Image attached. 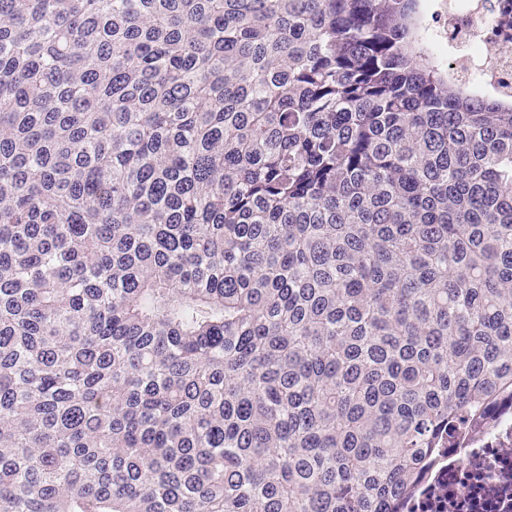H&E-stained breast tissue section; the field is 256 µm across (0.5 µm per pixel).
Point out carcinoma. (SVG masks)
Segmentation results:
<instances>
[{
  "label": "carcinoma",
  "mask_w": 512,
  "mask_h": 512,
  "mask_svg": "<svg viewBox=\"0 0 512 512\" xmlns=\"http://www.w3.org/2000/svg\"><path fill=\"white\" fill-rule=\"evenodd\" d=\"M419 0H0V512H406L512 405V94Z\"/></svg>",
  "instance_id": "obj_1"
}]
</instances>
